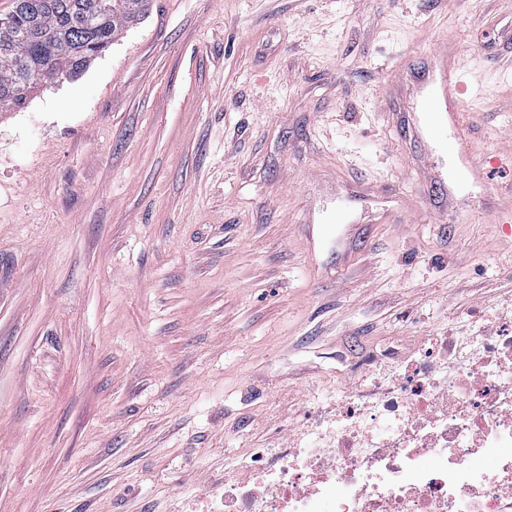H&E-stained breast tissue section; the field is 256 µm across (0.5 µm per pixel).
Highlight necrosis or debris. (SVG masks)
<instances>
[{"label": "necrosis or debris", "instance_id": "necrosis-or-debris-1", "mask_svg": "<svg viewBox=\"0 0 512 512\" xmlns=\"http://www.w3.org/2000/svg\"><path fill=\"white\" fill-rule=\"evenodd\" d=\"M500 317L430 337L400 381L312 418L297 446L260 451L268 496L225 482L224 512H512V313Z\"/></svg>", "mask_w": 512, "mask_h": 512}]
</instances>
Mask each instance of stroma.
I'll return each mask as SVG.
<instances>
[{
    "mask_svg": "<svg viewBox=\"0 0 512 512\" xmlns=\"http://www.w3.org/2000/svg\"><path fill=\"white\" fill-rule=\"evenodd\" d=\"M443 48L512 156V0H150L0 108V512H224L241 459L512 310L496 213L432 208L390 122ZM351 188L352 253L310 252Z\"/></svg>",
    "mask_w": 512,
    "mask_h": 512,
    "instance_id": "1",
    "label": "stroma"
}]
</instances>
